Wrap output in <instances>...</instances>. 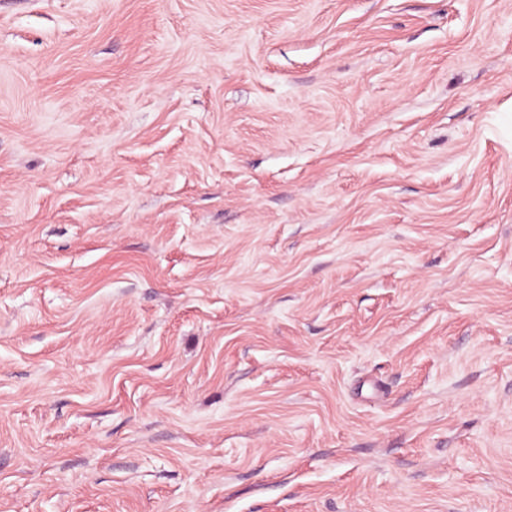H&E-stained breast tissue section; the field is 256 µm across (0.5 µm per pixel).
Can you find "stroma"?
<instances>
[{
  "mask_svg": "<svg viewBox=\"0 0 512 512\" xmlns=\"http://www.w3.org/2000/svg\"><path fill=\"white\" fill-rule=\"evenodd\" d=\"M0 512H512V0H0Z\"/></svg>",
  "mask_w": 512,
  "mask_h": 512,
  "instance_id": "obj_1",
  "label": "stroma"
}]
</instances>
